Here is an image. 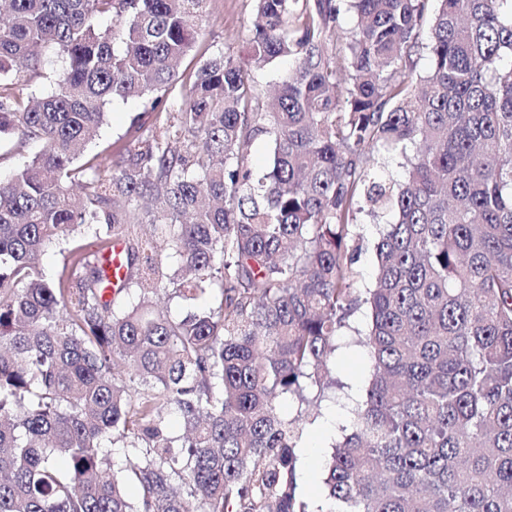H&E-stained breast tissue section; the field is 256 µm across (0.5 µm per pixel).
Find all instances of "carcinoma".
Masks as SVG:
<instances>
[{"instance_id": "obj_1", "label": "carcinoma", "mask_w": 512, "mask_h": 512, "mask_svg": "<svg viewBox=\"0 0 512 512\" xmlns=\"http://www.w3.org/2000/svg\"><path fill=\"white\" fill-rule=\"evenodd\" d=\"M428 2L254 0L245 57L182 79L208 0H0V140L41 143L0 179V512H512V0ZM115 98L156 123L74 167ZM85 224L123 244L114 288L79 247L45 278ZM362 305L373 375L317 505L278 399L334 384ZM361 233V251L355 264L356 270L359 272V280L361 284H369L373 279L375 272L373 244L377 237L376 223L370 217L363 216L360 220ZM73 245L82 246L85 253L96 256L99 255L101 249V242L96 238L93 230L86 231L78 236L75 241L50 246L41 260L42 268L48 280H56L61 274L65 257Z\"/></svg>"}]
</instances>
